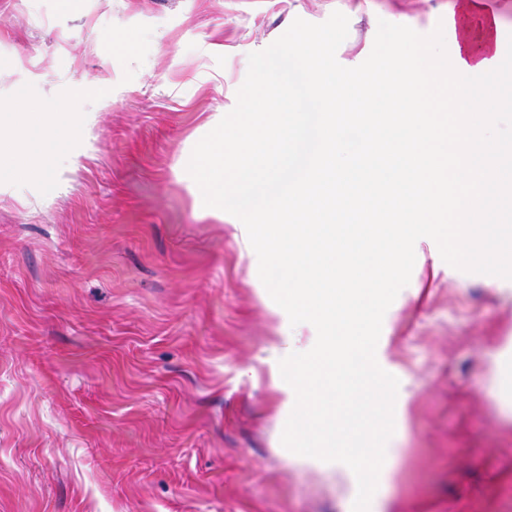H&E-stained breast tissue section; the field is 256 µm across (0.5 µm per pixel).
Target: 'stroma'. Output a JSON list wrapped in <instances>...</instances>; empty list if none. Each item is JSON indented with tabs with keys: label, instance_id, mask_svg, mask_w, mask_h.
Segmentation results:
<instances>
[{
	"label": "stroma",
	"instance_id": "stroma-1",
	"mask_svg": "<svg viewBox=\"0 0 512 512\" xmlns=\"http://www.w3.org/2000/svg\"><path fill=\"white\" fill-rule=\"evenodd\" d=\"M454 4L0 0V103L22 86L97 114L60 184L0 193V512H367L293 460L289 309L187 172L210 117L259 66L287 77L303 35L335 33L345 72L399 45L443 56ZM426 221L369 313L367 363L406 396L373 431L399 450L376 512H512V282L459 270L453 219Z\"/></svg>",
	"mask_w": 512,
	"mask_h": 512
}]
</instances>
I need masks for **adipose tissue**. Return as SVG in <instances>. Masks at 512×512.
I'll use <instances>...</instances> for the list:
<instances>
[{
	"mask_svg": "<svg viewBox=\"0 0 512 512\" xmlns=\"http://www.w3.org/2000/svg\"><path fill=\"white\" fill-rule=\"evenodd\" d=\"M475 13L481 34L473 44ZM448 31L463 43L448 59L400 47L351 75L336 72L324 49L330 35L304 36L288 68L294 97L273 96L274 75L262 76L244 93L236 123L220 112L211 118L216 138L192 176L208 214L236 213L268 288L294 312L280 344L289 417L305 426L313 413L344 411L338 435L314 453L300 443L297 461L335 476L355 497L368 488L343 441L366 432L381 401H403L356 355L370 333L369 298L396 278L424 216H455L460 268L479 261L491 280L512 279V42L479 0H463ZM443 72V105L457 131L448 170L433 152L434 114L422 94ZM90 120L16 90L0 108V187L68 170L71 137ZM445 177L459 191L442 187ZM260 182L270 193L252 196ZM288 268L296 279L283 277Z\"/></svg>",
	"mask_w": 512,
	"mask_h": 512,
	"instance_id": "ef3b65f1",
	"label": "adipose tissue"
}]
</instances>
